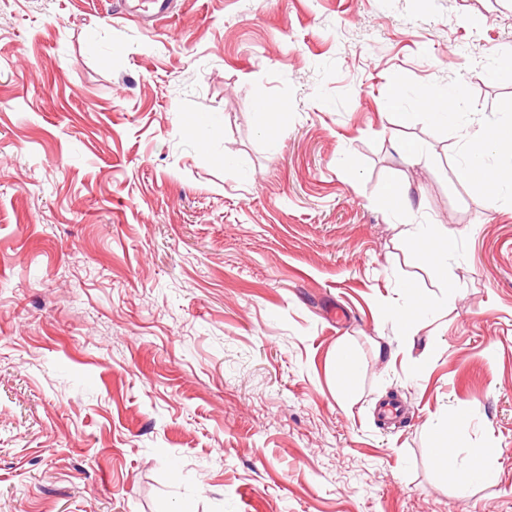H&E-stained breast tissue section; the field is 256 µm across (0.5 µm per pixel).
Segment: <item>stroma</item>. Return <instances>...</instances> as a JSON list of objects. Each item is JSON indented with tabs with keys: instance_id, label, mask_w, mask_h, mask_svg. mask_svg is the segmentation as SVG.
<instances>
[{
	"instance_id": "1",
	"label": "stroma",
	"mask_w": 512,
	"mask_h": 512,
	"mask_svg": "<svg viewBox=\"0 0 512 512\" xmlns=\"http://www.w3.org/2000/svg\"><path fill=\"white\" fill-rule=\"evenodd\" d=\"M174 4L0 0V512H512V0ZM145 2L149 3L145 5ZM172 2V0H123L120 2V7L125 12L132 15H142V13H149L151 17L161 19L169 13ZM469 152L467 163L457 171V176L464 182L481 183L486 187H494L496 190L503 185L512 187L511 164L508 172L502 171V168L487 167L480 162L481 157L490 153H504L512 158V132L502 131L500 128H494L487 133H481L471 137L467 142ZM474 158L473 163L470 159ZM496 190L491 193V198H495ZM382 196L391 208L405 212L419 211L420 199H415L412 186L407 182H392L383 186ZM439 434H441V441L444 444V448L442 449L441 459H440V467L452 478H454L456 486L458 489L465 493L468 490L469 486V476L468 474L465 476H459L456 473V466L453 459V455L451 452L452 443H451V429L448 428L447 425L441 426L439 428Z\"/></svg>"
}]
</instances>
